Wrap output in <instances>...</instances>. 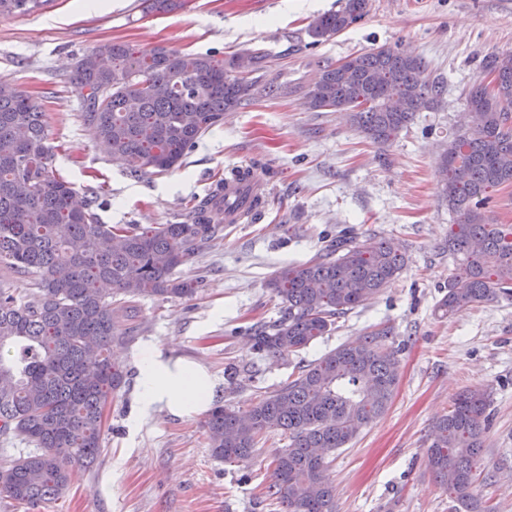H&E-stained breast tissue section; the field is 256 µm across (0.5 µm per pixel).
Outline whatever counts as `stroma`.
I'll use <instances>...</instances> for the list:
<instances>
[{
  "label": "stroma",
  "instance_id": "obj_1",
  "mask_svg": "<svg viewBox=\"0 0 512 512\" xmlns=\"http://www.w3.org/2000/svg\"><path fill=\"white\" fill-rule=\"evenodd\" d=\"M81 2L0 14V78L44 108L53 163L76 200L97 194L107 224H179L241 164L271 194L250 222L225 225L182 266V276L198 282L195 296L126 303L125 335L112 346L126 383L106 408L99 462L76 471L63 498L28 512H282L265 494L273 456L286 445L280 433H267L251 461L227 463L211 453L204 415L160 413L135 427L139 350L153 344L202 363L218 381L217 404L243 410L299 364L383 326L392 329L385 344L397 352L399 381L388 410L330 465L337 512H453L427 449L435 422L465 390L490 399L476 493L489 512H512V294L449 318L438 311L456 267L440 156L467 114V92L485 79L486 58L512 52V0H373L363 20L318 44L309 22L341 0H183L166 13L148 11L145 0H103L95 11ZM113 41L219 60L261 50L266 72L251 104L225 113L181 167L133 177L97 146L72 80L83 55ZM383 45L422 57L446 88L434 110L417 113L386 145L345 113L309 109L302 96L323 64ZM271 79L292 95L267 96ZM343 233L389 239L406 257L402 274L309 348L282 359L257 353L251 326L282 310L269 280Z\"/></svg>",
  "mask_w": 512,
  "mask_h": 512
}]
</instances>
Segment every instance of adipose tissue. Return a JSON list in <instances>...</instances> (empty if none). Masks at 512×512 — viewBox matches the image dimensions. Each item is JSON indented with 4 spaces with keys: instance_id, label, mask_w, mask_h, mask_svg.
Segmentation results:
<instances>
[{
    "instance_id": "adipose-tissue-1",
    "label": "adipose tissue",
    "mask_w": 512,
    "mask_h": 512,
    "mask_svg": "<svg viewBox=\"0 0 512 512\" xmlns=\"http://www.w3.org/2000/svg\"><path fill=\"white\" fill-rule=\"evenodd\" d=\"M139 387L135 421L145 424L156 411L185 418L206 410L217 383L208 369L194 360L166 356L155 346L138 354Z\"/></svg>"
}]
</instances>
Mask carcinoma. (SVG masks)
<instances>
[{
  "instance_id": "carcinoma-1",
  "label": "carcinoma",
  "mask_w": 512,
  "mask_h": 512,
  "mask_svg": "<svg viewBox=\"0 0 512 512\" xmlns=\"http://www.w3.org/2000/svg\"><path fill=\"white\" fill-rule=\"evenodd\" d=\"M42 0H0V14L27 13ZM370 0H343L314 18L311 38L327 40L362 20ZM489 83L473 86L467 126L448 139L441 191L455 214L448 252L457 261L439 310L453 315L498 293L512 292V225L488 223L489 193L512 184V53L491 55ZM425 61L391 47L326 64L305 93L318 110L347 111L378 144L391 142L418 112L433 110L445 86ZM74 84L95 142L137 177L179 167L224 113L245 106L254 79L236 75V55L158 47L140 51L113 41L84 55ZM406 99L402 111L388 101ZM47 116L36 101L0 79V265L36 277L27 299L0 286V435L39 451L0 467V495L28 509L61 498L75 469L102 453L105 408L124 384L112 365L116 309L134 298H190L198 281L179 268L221 230V213L203 203L185 224H105L97 198L73 204L74 189L56 175L46 144ZM405 258L376 237L341 235L315 258L278 270L268 287L284 308L254 327L255 349L285 357L331 333L336 320L398 278ZM388 328L343 344L297 367L273 392L240 411L222 405L207 414L209 448L229 463L251 461L262 434L288 440L272 464L268 494L285 512H336L329 458L353 442L389 406L398 384ZM489 399L467 391L435 423L428 465L455 512H481L475 495ZM321 448L317 459L312 450Z\"/></svg>"
}]
</instances>
